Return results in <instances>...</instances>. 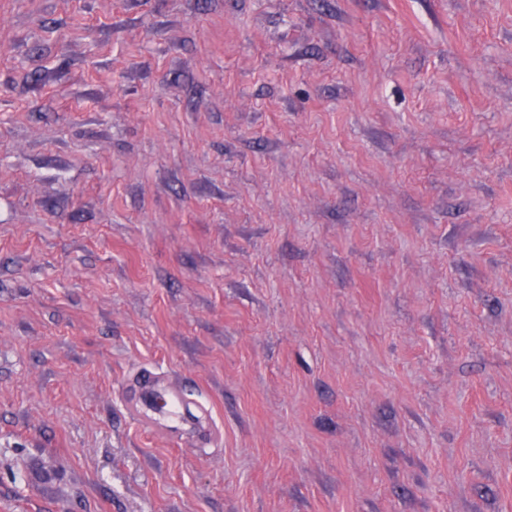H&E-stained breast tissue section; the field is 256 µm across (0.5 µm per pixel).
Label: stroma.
Segmentation results:
<instances>
[{
    "label": "stroma",
    "mask_w": 512,
    "mask_h": 512,
    "mask_svg": "<svg viewBox=\"0 0 512 512\" xmlns=\"http://www.w3.org/2000/svg\"><path fill=\"white\" fill-rule=\"evenodd\" d=\"M0 512H512V0H0Z\"/></svg>",
    "instance_id": "1"
}]
</instances>
